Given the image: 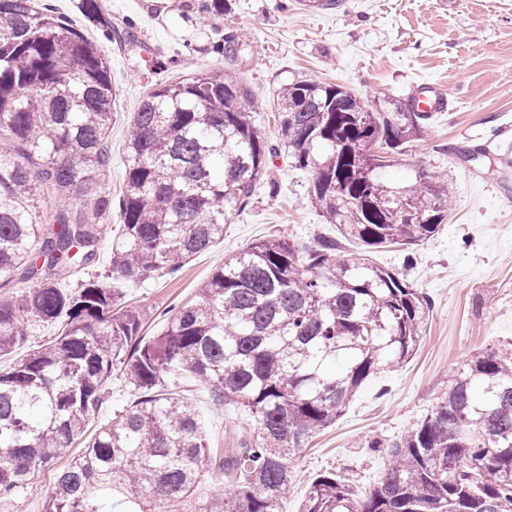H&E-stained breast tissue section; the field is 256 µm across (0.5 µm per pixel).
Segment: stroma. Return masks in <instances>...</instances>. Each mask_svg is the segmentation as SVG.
<instances>
[{"instance_id":"stroma-1","label":"stroma","mask_w":512,"mask_h":512,"mask_svg":"<svg viewBox=\"0 0 512 512\" xmlns=\"http://www.w3.org/2000/svg\"><path fill=\"white\" fill-rule=\"evenodd\" d=\"M201 0H103L113 24L131 25L132 41L105 44L116 90L110 158L95 175L99 191L120 199L125 183V144L141 100L159 85L220 63L236 73L262 105L256 123L275 140L273 106L280 86L317 80L381 99H410L416 83L438 84L462 108L435 117L425 137L408 143L391 172L447 170L455 202L446 224L416 250L405 266L398 247L363 250L371 263L400 273L431 300L432 310L416 353L398 368L372 375L338 420L315 434L298 455L282 498V512H297L313 479L339 471L368 490L388 463L371 439H392L416 423L448 388L454 367L486 346L512 341V0H341L312 10L299 0H231L226 15L200 13ZM233 36L242 45L235 59L220 60L215 41ZM277 193L258 186L248 206L224 226V239L194 256L178 277L156 276L127 289L144 336L165 327L171 304L192 303L226 255L252 242L288 236L311 244L334 235L308 197L310 177L275 158L268 170ZM109 398L84 435L72 445L80 454L97 428L133 394L121 377L108 383ZM168 394L197 408L212 447L227 446L248 430L235 407L217 404L210 388L186 373L169 376ZM40 470L18 499L0 512H42L60 468Z\"/></svg>"}]
</instances>
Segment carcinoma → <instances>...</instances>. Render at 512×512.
Here are the masks:
<instances>
[{
    "label": "carcinoma",
    "mask_w": 512,
    "mask_h": 512,
    "mask_svg": "<svg viewBox=\"0 0 512 512\" xmlns=\"http://www.w3.org/2000/svg\"><path fill=\"white\" fill-rule=\"evenodd\" d=\"M105 39L132 38L80 0ZM116 98L110 61L48 0H0V357L29 327L58 332L0 368V502L65 456L119 375L134 392L82 455L43 512H281L299 451L329 427L377 371L417 351L430 306L396 272L352 257L336 239L311 246L285 236L232 254L142 338L140 313L113 283L174 275L224 238L279 156L311 174L308 197L343 240L407 249L446 218L448 174L385 177L391 155L427 132L415 102L369 104L345 86L293 81L280 89L281 146L255 124L249 91L222 68L147 95L127 140L126 182L112 228V195L93 191L108 159ZM380 139L386 156L365 148ZM56 200L43 223L45 193ZM110 267L59 286L95 261L105 233ZM19 281L26 287L15 289ZM184 370L254 423L228 448L210 446L196 410L164 393ZM389 463L357 496L341 473L317 477L300 512H512V343L488 346L456 368L448 391L403 435ZM227 478L203 500L202 480Z\"/></svg>",
    "instance_id": "obj_1"
}]
</instances>
